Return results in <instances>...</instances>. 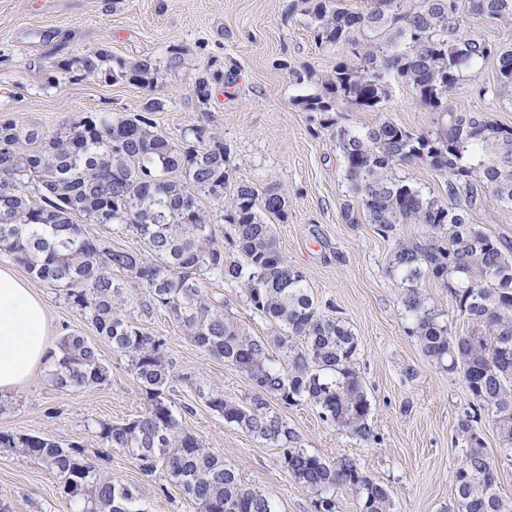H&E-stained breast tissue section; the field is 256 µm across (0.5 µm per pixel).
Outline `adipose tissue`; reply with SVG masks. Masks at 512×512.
Returning a JSON list of instances; mask_svg holds the SVG:
<instances>
[{
	"instance_id": "ef3b65f1",
	"label": "adipose tissue",
	"mask_w": 512,
	"mask_h": 512,
	"mask_svg": "<svg viewBox=\"0 0 512 512\" xmlns=\"http://www.w3.org/2000/svg\"><path fill=\"white\" fill-rule=\"evenodd\" d=\"M49 350L45 304L11 267L0 266V394L26 383Z\"/></svg>"
}]
</instances>
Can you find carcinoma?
Returning <instances> with one entry per match:
<instances>
[{"mask_svg":"<svg viewBox=\"0 0 512 512\" xmlns=\"http://www.w3.org/2000/svg\"><path fill=\"white\" fill-rule=\"evenodd\" d=\"M316 42L349 45L355 60L339 62L306 79L318 91L298 106L332 130L344 177L368 223L387 235L399 224L424 226L421 238L398 242L389 273L400 279L407 333L423 355L458 375L470 397L458 423L464 455L454 471L450 512H512L498 493L499 465L487 454L477 423L492 412L512 462V252L473 214L487 202L512 207V127L488 112H450L448 93L473 66L497 60V82L512 89V47L464 32L459 0H369L358 12L345 0H306ZM481 17L512 22V0H469ZM99 49L77 60L89 79L130 77L157 82L152 59L118 68ZM411 87L418 104L439 113L433 134H416L388 120L365 130L338 123L344 106L384 112L392 86ZM180 147L154 130L142 114L96 112L48 137L0 124V252L38 281L63 291L119 355L128 357L149 397L145 411L120 424L101 423L102 449L89 455L34 434L0 432L10 449L55 471L73 512H145L130 486L106 470L120 449L146 477L175 485L201 512H275L273 502L245 487L236 471L182 426V412L167 399L174 375L163 359L164 339L143 332L124 313L129 289L148 296L147 308L165 310L208 355L240 369L256 395L249 403L211 394L207 406L224 422L262 444L283 449L284 466L313 494L315 512H336V490L362 493L360 512H392L385 487L348 458L329 462L299 445L296 432L267 402L313 404L320 419L364 444L378 443L369 424L372 403L355 363L357 336L342 319L323 314L302 273L288 263L273 220L287 218L284 197L260 193L249 181L234 185L223 221L232 226L239 259L224 262L200 198L224 203L229 150L224 141L190 129ZM427 164L448 175L446 198L431 197L396 176L401 164ZM87 224H117L140 243L137 251L91 237ZM123 271L127 280L112 278ZM243 283L253 309L284 334L273 339L288 361L283 368L267 346L250 336L224 307L209 300L203 281ZM431 278L450 292L468 328L457 332L427 303L422 282ZM51 383L60 391L101 386L109 368L84 336L67 333L51 353Z\"/></svg>","mask_w":512,"mask_h":512,"instance_id":"cac0c4a2","label":"carcinoma"}]
</instances>
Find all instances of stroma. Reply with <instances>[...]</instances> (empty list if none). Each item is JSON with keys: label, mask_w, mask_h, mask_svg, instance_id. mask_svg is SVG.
Here are the masks:
<instances>
[{"label": "stroma", "mask_w": 512, "mask_h": 512, "mask_svg": "<svg viewBox=\"0 0 512 512\" xmlns=\"http://www.w3.org/2000/svg\"><path fill=\"white\" fill-rule=\"evenodd\" d=\"M304 7V0H51L47 7L40 0H0V124L52 135L78 116L139 114L149 99L160 98L165 107L151 118L175 144L197 125L220 137L230 151L232 180L285 197L288 216L276 223V235L320 309L335 306L359 340L356 369L372 401L370 421L379 442L369 447L325 424L306 402L274 400L271 408L309 452L330 462L357 461L389 490L394 512H448L461 461L453 441L469 396L461 379L428 360L407 334L400 284L388 274L393 241L367 223L349 193L331 130L297 105L312 91L299 79L305 69L326 74L350 56L348 47L316 42ZM102 47L116 63L152 59L160 70L157 85L85 79L73 60ZM178 50L187 51L189 64L171 65ZM204 74L212 78L205 98L197 92ZM496 83L491 59L456 86L449 109L488 112L512 126V91L480 94ZM385 119L417 133L440 125L438 113L422 108L402 84L394 85L387 112L346 107L338 114L340 124L354 129ZM31 287L47 307L51 345L79 332L98 344L110 379L62 393L50 384L48 366H40L25 385L0 397V431L76 442L94 452L100 446L96 425L131 420L147 408L148 395L129 359L102 344L61 292L36 280ZM204 288L251 336L264 342L274 336V325L253 310L241 283L213 279ZM144 300L143 291H132L127 317L164 339L165 360L177 377L171 399L189 408L184 429L233 466L243 485L270 498L276 512H314L312 495L288 473L280 448L258 443L208 408L211 391L249 402L254 390L246 376L196 347L164 310L144 311ZM109 470L113 480L137 491L145 512H199L177 486L160 488L121 450H113ZM0 500L10 512H72L53 471L1 449Z\"/></svg>", "instance_id": "stroma-1"}]
</instances>
